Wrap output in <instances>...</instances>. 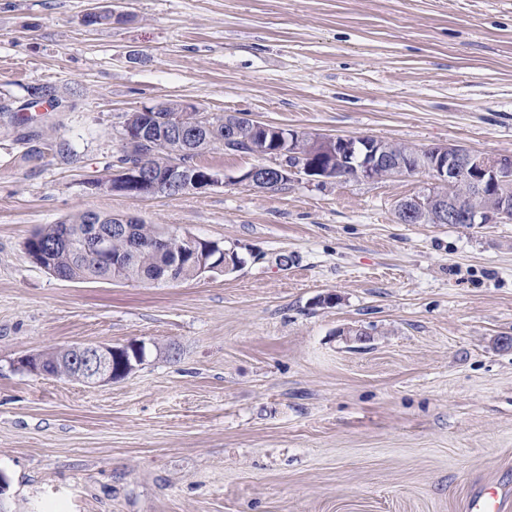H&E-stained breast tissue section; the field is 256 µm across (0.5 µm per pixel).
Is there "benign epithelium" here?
I'll return each mask as SVG.
<instances>
[{"label": "benign epithelium", "instance_id": "obj_1", "mask_svg": "<svg viewBox=\"0 0 512 512\" xmlns=\"http://www.w3.org/2000/svg\"><path fill=\"white\" fill-rule=\"evenodd\" d=\"M179 111L196 114L193 124L184 123V117L150 121L142 126L137 136L123 127L124 142L134 138L147 144L159 136L167 135L181 141H191L198 128L209 119L191 101L181 102ZM254 133L251 139L240 138L238 126L224 123V149L237 148L245 155L277 159L275 165L255 164L235 178L234 183L253 190L265 191L272 186L284 187L301 176L321 179L342 177V163L354 160L356 179L380 181L399 176L424 173L432 180L429 192L401 200L398 221L402 224H422V216L428 214L436 224H487L512 220V197L505 196L499 206L491 210L476 209L465 212L451 196V192L463 183H471L480 189L512 184V156L479 155L458 145L444 144L418 148L408 154L396 153L387 140L374 137H326L309 131H283L257 120H250ZM222 182L220 175L211 170L198 168L190 160H177L167 166L155 167L142 156L131 161L125 155L117 160V170L105 181L94 187L111 192L137 196L157 194L179 195L215 186ZM93 228L85 235L92 247V255L100 264L120 265V259L112 257V237L129 235V225L136 219L125 216L112 217V227L105 229L90 216ZM196 238L174 230H163V238L157 247L173 254L180 253L182 245H192ZM199 275L228 273L239 267L230 259L211 263L206 255L196 259ZM107 345H83L79 347L75 370L79 379L88 385L112 381V352Z\"/></svg>", "mask_w": 512, "mask_h": 512}]
</instances>
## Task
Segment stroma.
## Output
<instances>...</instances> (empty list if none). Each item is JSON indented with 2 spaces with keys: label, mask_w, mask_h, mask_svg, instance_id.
<instances>
[{
  "label": "stroma",
  "mask_w": 512,
  "mask_h": 512,
  "mask_svg": "<svg viewBox=\"0 0 512 512\" xmlns=\"http://www.w3.org/2000/svg\"><path fill=\"white\" fill-rule=\"evenodd\" d=\"M108 3L0 0V96H62L0 124V472L19 512H465L484 483L512 488V222L399 223L422 173L256 192L235 182L256 157L220 149L197 162L226 181L202 191L92 187L127 114L169 101L512 155V0H126V20L84 24ZM83 210L243 263L57 280L25 243ZM129 343L142 364L101 385L19 366Z\"/></svg>",
  "instance_id": "stroma-1"
}]
</instances>
